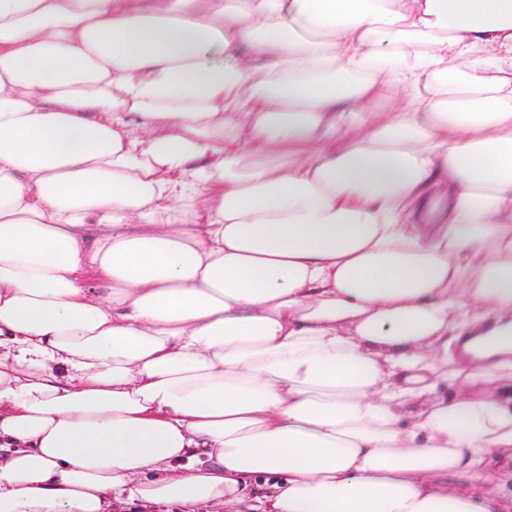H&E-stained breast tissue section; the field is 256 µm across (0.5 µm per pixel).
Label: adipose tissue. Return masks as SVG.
I'll return each mask as SVG.
<instances>
[{
	"label": "adipose tissue",
	"mask_w": 512,
	"mask_h": 512,
	"mask_svg": "<svg viewBox=\"0 0 512 512\" xmlns=\"http://www.w3.org/2000/svg\"><path fill=\"white\" fill-rule=\"evenodd\" d=\"M505 449L512 0H0V512H512ZM403 103V93L396 85L385 82L378 86L374 100L368 103L369 112H383L399 108Z\"/></svg>",
	"instance_id": "1"
}]
</instances>
